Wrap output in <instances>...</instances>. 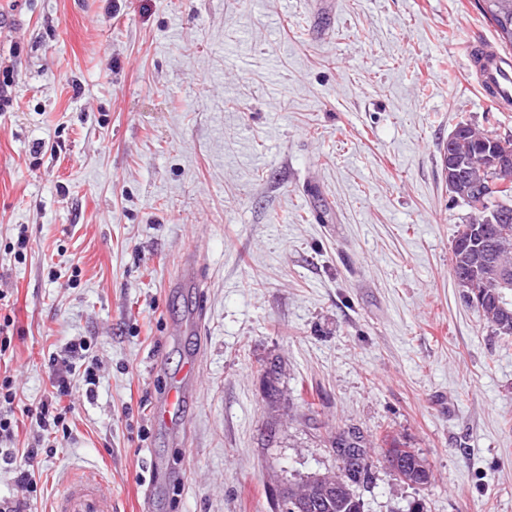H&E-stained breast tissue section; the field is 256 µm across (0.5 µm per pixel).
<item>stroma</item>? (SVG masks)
<instances>
[{"label": "stroma", "instance_id": "obj_1", "mask_svg": "<svg viewBox=\"0 0 512 512\" xmlns=\"http://www.w3.org/2000/svg\"><path fill=\"white\" fill-rule=\"evenodd\" d=\"M472 42H497L476 0H0V378L49 400L82 339L97 380L66 435L20 423L41 489L2 468L0 502L50 512L89 470L112 512H275L354 427L364 512H512V338L450 271L441 147L461 115L512 135ZM409 449L412 450V453L404 452L403 461L405 464L402 467V477L400 479L409 485L425 486L431 479L430 469L417 451L412 448Z\"/></svg>", "mask_w": 512, "mask_h": 512}]
</instances>
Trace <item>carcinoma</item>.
Masks as SVG:
<instances>
[{
    "mask_svg": "<svg viewBox=\"0 0 512 512\" xmlns=\"http://www.w3.org/2000/svg\"><path fill=\"white\" fill-rule=\"evenodd\" d=\"M479 10L495 28L501 45L512 49V0H479ZM456 131L454 157L442 156L444 167L458 173L448 180V193L469 210L451 245L450 270L458 287L474 299L473 308L500 338L512 337V287L490 283L498 270L512 276V183L503 185L489 166L490 154L512 157V138L492 130L480 131L463 117ZM332 448H364L363 435L343 432L331 437ZM401 480L422 487L430 469L417 451L403 455ZM368 471L343 462L342 472L315 475L302 485L288 487V512H364L357 494V474Z\"/></svg>",
    "mask_w": 512,
    "mask_h": 512,
    "instance_id": "cac0c4a2",
    "label": "carcinoma"
}]
</instances>
